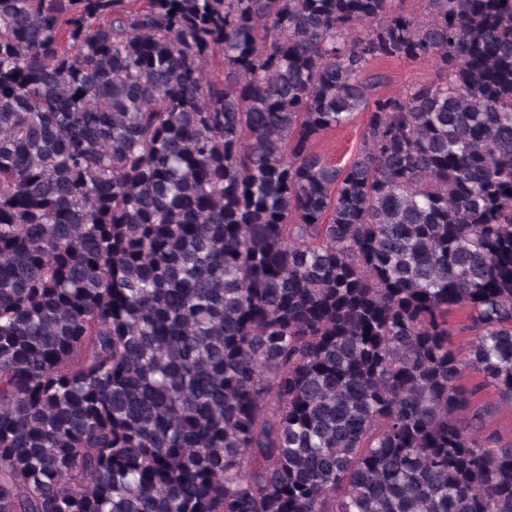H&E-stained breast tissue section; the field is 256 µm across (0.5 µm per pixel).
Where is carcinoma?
Wrapping results in <instances>:
<instances>
[{"mask_svg":"<svg viewBox=\"0 0 512 512\" xmlns=\"http://www.w3.org/2000/svg\"><path fill=\"white\" fill-rule=\"evenodd\" d=\"M503 405L512 0H0V512H512ZM371 70L387 74L389 81L381 88V94L396 92L409 83H425L435 78L436 69L426 62L405 60L375 61ZM365 117L362 112L350 123L326 131L314 142V151L334 165L344 164L359 147Z\"/></svg>","mask_w":512,"mask_h":512,"instance_id":"obj_1","label":"carcinoma"}]
</instances>
